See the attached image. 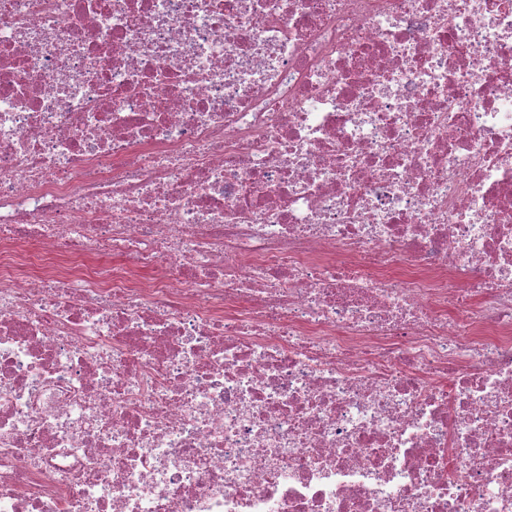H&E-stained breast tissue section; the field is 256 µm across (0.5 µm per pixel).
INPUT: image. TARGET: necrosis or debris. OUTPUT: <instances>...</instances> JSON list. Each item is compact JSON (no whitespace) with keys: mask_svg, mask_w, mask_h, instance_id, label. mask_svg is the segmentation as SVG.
<instances>
[{"mask_svg":"<svg viewBox=\"0 0 512 512\" xmlns=\"http://www.w3.org/2000/svg\"><path fill=\"white\" fill-rule=\"evenodd\" d=\"M0 512H512V0H0Z\"/></svg>","mask_w":512,"mask_h":512,"instance_id":"necrosis-or-debris-1","label":"necrosis or debris"}]
</instances>
